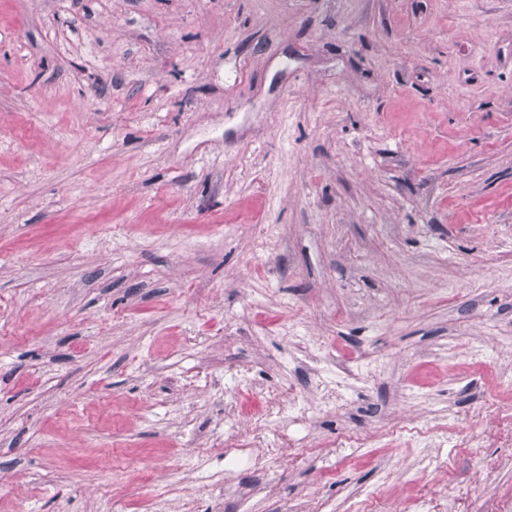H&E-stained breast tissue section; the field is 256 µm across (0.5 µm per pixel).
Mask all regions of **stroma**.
I'll return each mask as SVG.
<instances>
[{"mask_svg": "<svg viewBox=\"0 0 512 512\" xmlns=\"http://www.w3.org/2000/svg\"><path fill=\"white\" fill-rule=\"evenodd\" d=\"M510 377L512 0H0V512H512Z\"/></svg>", "mask_w": 512, "mask_h": 512, "instance_id": "1", "label": "stroma"}]
</instances>
